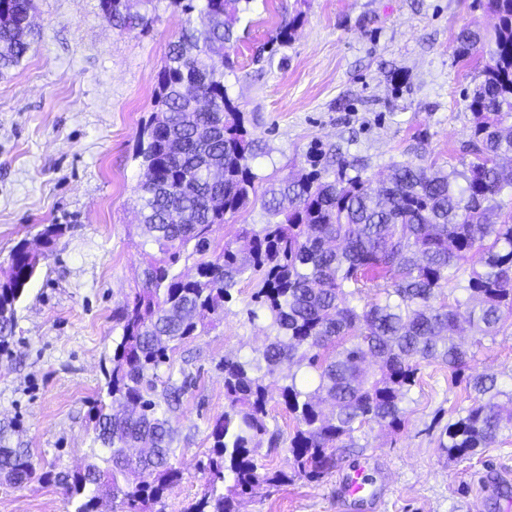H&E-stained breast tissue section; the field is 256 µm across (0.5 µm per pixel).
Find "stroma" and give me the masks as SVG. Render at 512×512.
I'll return each instance as SVG.
<instances>
[{
    "mask_svg": "<svg viewBox=\"0 0 512 512\" xmlns=\"http://www.w3.org/2000/svg\"><path fill=\"white\" fill-rule=\"evenodd\" d=\"M36 4L31 51L0 75V265L19 241L40 248L45 225L67 231L17 306L0 354V419L18 424L38 470H72L89 451L88 412L121 334L112 313L142 268L138 135L185 16L158 0L147 29L121 34L99 0ZM288 22L292 39L264 53ZM494 24L484 0H251L224 83L265 147L260 186L305 167L314 148L377 180L396 162L448 170L471 158L468 103L482 60L458 58L456 36ZM255 290L241 282L222 323L173 354V374H190L192 386L176 417L181 478L165 512H186L207 488L202 464L225 405L221 361L264 348L266 318H247ZM478 373L512 381V326L477 350L463 377L423 365L399 430L364 426L357 447L337 450L335 469L260 485L240 512H512V436L463 461L438 446L471 406L465 379ZM357 469L368 492L352 499L342 487ZM65 510L54 483L0 482V512Z\"/></svg>",
    "mask_w": 512,
    "mask_h": 512,
    "instance_id": "obj_1",
    "label": "stroma"
}]
</instances>
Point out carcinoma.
I'll return each instance as SVG.
<instances>
[{
	"mask_svg": "<svg viewBox=\"0 0 512 512\" xmlns=\"http://www.w3.org/2000/svg\"><path fill=\"white\" fill-rule=\"evenodd\" d=\"M112 27L147 28L154 0H100ZM187 25L169 43L155 108L139 134L136 158L150 178L139 186L143 244L149 256L140 287L113 320L122 334L106 373L105 394L91 407L90 461L77 470L36 475L29 449L13 443L16 424H0V478L39 477L64 489L73 512H164L180 479L176 413L188 381L160 380L170 353L224 315L231 291L258 275L249 319L263 312L271 334L261 357L224 360L227 406L211 428L204 464L210 491L185 512H239V498L262 484L292 481L265 471L262 443L280 444L267 427L270 382L296 420L288 439L294 474L318 479L335 467L338 448L372 422L404 424L422 365L457 375L468 353L456 342L462 323L474 345L494 339L512 318V0H488L497 19L483 44L487 60L468 108L475 159L462 169L433 170L413 161L393 165L379 189L356 164L337 160L271 185L263 196L269 220L243 224L235 241L208 258L214 228L257 198L254 165L264 155L245 113L224 85V66L238 42L235 24L250 0H169ZM0 74L29 52L35 0H0ZM68 229L49 224L53 247ZM196 273L175 265L186 251ZM34 278L25 242L0 269V351L9 347L16 306ZM366 288L380 295L356 304ZM288 363L308 375L281 374ZM473 404L448 424L440 447L467 460L512 435V390L495 375L466 380ZM336 410L326 415L320 401Z\"/></svg>",
	"mask_w": 512,
	"mask_h": 512,
	"instance_id": "1",
	"label": "carcinoma"
}]
</instances>
